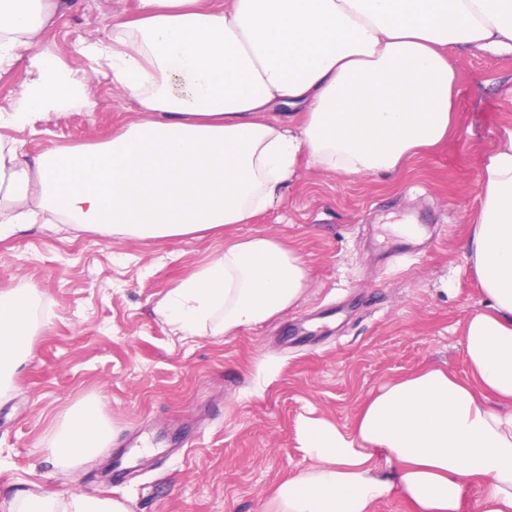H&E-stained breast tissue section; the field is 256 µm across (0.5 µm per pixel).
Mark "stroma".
Masks as SVG:
<instances>
[{"label":"stroma","mask_w":512,"mask_h":512,"mask_svg":"<svg viewBox=\"0 0 512 512\" xmlns=\"http://www.w3.org/2000/svg\"><path fill=\"white\" fill-rule=\"evenodd\" d=\"M137 4L61 0L0 76V113L37 55L84 77L96 109L38 113L0 137L32 161L140 119L106 63L84 52ZM455 68L467 132L398 172L350 177L300 161L279 209L223 234L123 239L39 220L1 240L0 293L32 289L40 307L30 352L0 397V512L23 489L79 490L132 512H264L273 487L304 465L301 416L351 423L371 392L423 366L467 377L464 327L485 297L463 254L464 216L481 202L480 156L512 126V54L459 55ZM259 231L304 257L309 287L298 304L233 336H173L154 305L225 237ZM95 400L111 442L60 468L46 437Z\"/></svg>","instance_id":"1"}]
</instances>
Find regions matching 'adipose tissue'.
I'll return each instance as SVG.
<instances>
[{
    "label": "adipose tissue",
    "mask_w": 512,
    "mask_h": 512,
    "mask_svg": "<svg viewBox=\"0 0 512 512\" xmlns=\"http://www.w3.org/2000/svg\"><path fill=\"white\" fill-rule=\"evenodd\" d=\"M140 16L88 46L144 116L111 139L53 148L28 164L0 145V240L37 211L115 237L192 236L247 224L281 206L300 156L345 176L399 171L460 131L457 54L512 51V0H138ZM57 0H0V67L32 45ZM91 108L76 74L33 58L0 127L70 104ZM279 103L301 124L269 120ZM465 258L487 299L468 320V379L427 368L387 382L340 425L299 420L305 465L265 512H375L397 497L412 512H512V127L478 165ZM303 256L258 232L224 249L156 305L174 335L232 336L305 294ZM34 332L27 289L0 295V393ZM112 430L99 403L71 410L47 452L82 462ZM18 512H130L118 499L65 502L18 493Z\"/></svg>",
    "instance_id": "obj_1"
}]
</instances>
